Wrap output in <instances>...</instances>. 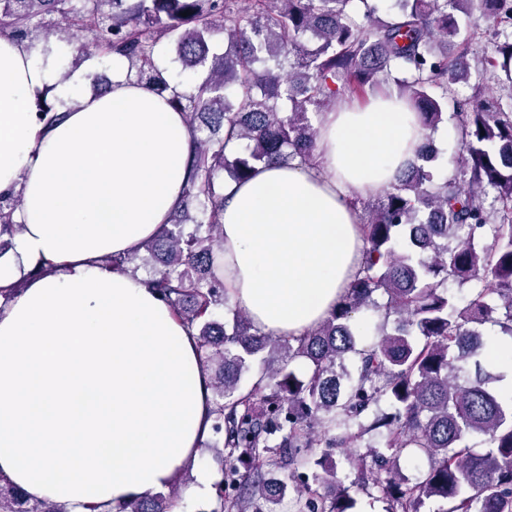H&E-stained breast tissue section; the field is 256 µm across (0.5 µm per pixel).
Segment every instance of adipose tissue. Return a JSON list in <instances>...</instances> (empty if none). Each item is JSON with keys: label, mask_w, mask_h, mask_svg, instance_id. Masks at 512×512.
<instances>
[{"label": "adipose tissue", "mask_w": 512, "mask_h": 512, "mask_svg": "<svg viewBox=\"0 0 512 512\" xmlns=\"http://www.w3.org/2000/svg\"><path fill=\"white\" fill-rule=\"evenodd\" d=\"M112 67L107 94L82 95L0 37V195L21 197L20 262L53 269L0 308V476L69 512L164 489L212 398L196 337L145 276L98 264L168 225L192 146L183 113ZM48 87L73 103L50 128L31 110ZM422 141L397 95L343 100L308 164L225 183L218 272L255 328L298 337L336 309L364 259L354 196L387 190Z\"/></svg>", "instance_id": "1"}]
</instances>
